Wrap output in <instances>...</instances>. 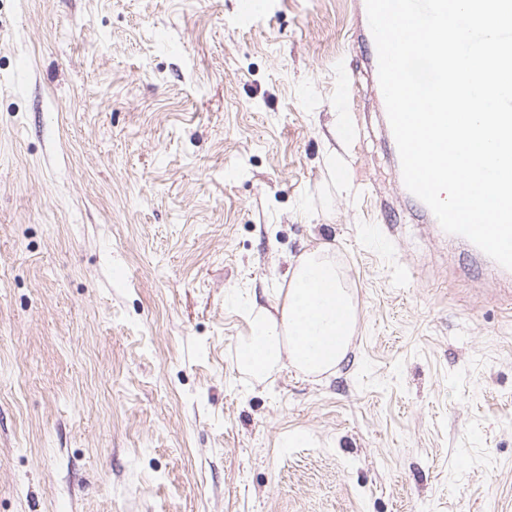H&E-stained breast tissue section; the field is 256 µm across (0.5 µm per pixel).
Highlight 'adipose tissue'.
Instances as JSON below:
<instances>
[{
	"label": "adipose tissue",
	"mask_w": 512,
	"mask_h": 512,
	"mask_svg": "<svg viewBox=\"0 0 512 512\" xmlns=\"http://www.w3.org/2000/svg\"><path fill=\"white\" fill-rule=\"evenodd\" d=\"M288 274L281 303L272 312L250 309L249 332L238 343L237 367L256 381L287 366L317 377L348 359L356 308L341 264L320 245L301 254Z\"/></svg>",
	"instance_id": "obj_1"
}]
</instances>
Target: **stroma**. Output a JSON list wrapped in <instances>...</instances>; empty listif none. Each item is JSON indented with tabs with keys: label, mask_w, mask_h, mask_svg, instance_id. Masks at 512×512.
I'll use <instances>...</instances> for the list:
<instances>
[{
	"label": "stroma",
	"mask_w": 512,
	"mask_h": 512,
	"mask_svg": "<svg viewBox=\"0 0 512 512\" xmlns=\"http://www.w3.org/2000/svg\"><path fill=\"white\" fill-rule=\"evenodd\" d=\"M242 5L0 0V512H512V315L341 136L353 0ZM320 244L348 361L249 381Z\"/></svg>",
	"instance_id": "stroma-1"
}]
</instances>
